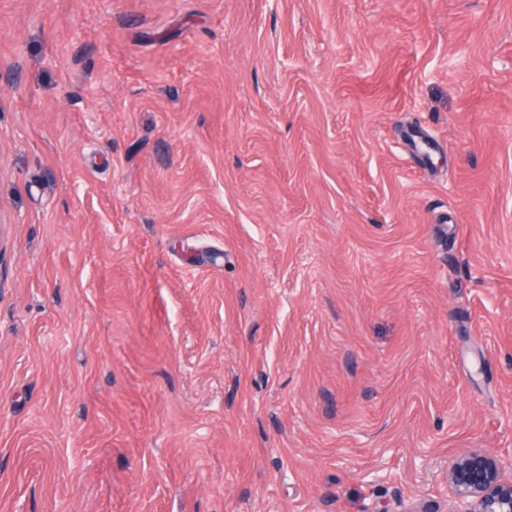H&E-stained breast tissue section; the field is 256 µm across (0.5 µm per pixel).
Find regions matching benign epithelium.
Instances as JSON below:
<instances>
[{
    "label": "benign epithelium",
    "instance_id": "benign-epithelium-1",
    "mask_svg": "<svg viewBox=\"0 0 512 512\" xmlns=\"http://www.w3.org/2000/svg\"><path fill=\"white\" fill-rule=\"evenodd\" d=\"M448 481L454 492L451 512H512V482L500 479L497 462L483 452L456 460Z\"/></svg>",
    "mask_w": 512,
    "mask_h": 512
}]
</instances>
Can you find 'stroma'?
<instances>
[{
	"instance_id": "1",
	"label": "stroma",
	"mask_w": 512,
	"mask_h": 512,
	"mask_svg": "<svg viewBox=\"0 0 512 512\" xmlns=\"http://www.w3.org/2000/svg\"><path fill=\"white\" fill-rule=\"evenodd\" d=\"M512 481V0H0V512L449 508ZM448 481L455 499L448 512H512V482L500 479L497 462L483 452L456 460Z\"/></svg>"
}]
</instances>
